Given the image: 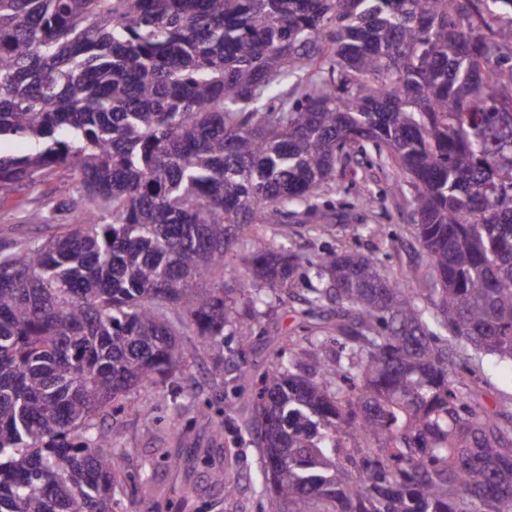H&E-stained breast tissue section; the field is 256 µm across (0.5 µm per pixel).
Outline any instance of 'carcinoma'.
I'll return each instance as SVG.
<instances>
[{"mask_svg":"<svg viewBox=\"0 0 512 512\" xmlns=\"http://www.w3.org/2000/svg\"><path fill=\"white\" fill-rule=\"evenodd\" d=\"M512 0H0V512H112L93 422L176 383L178 337L224 372V331L307 283L322 341L259 377L262 490L287 512H512V427L471 406L456 341L512 365ZM408 178L426 261L251 252L354 155ZM33 196L26 192L12 193L0 199V235L12 234L33 238L45 234L42 224H22Z\"/></svg>","mask_w":512,"mask_h":512,"instance_id":"1","label":"carcinoma"}]
</instances>
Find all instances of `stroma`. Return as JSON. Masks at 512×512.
<instances>
[{
	"mask_svg": "<svg viewBox=\"0 0 512 512\" xmlns=\"http://www.w3.org/2000/svg\"><path fill=\"white\" fill-rule=\"evenodd\" d=\"M409 196L404 178L358 155L338 175L335 189L316 200L322 233L310 234L308 221L292 218L284 226L262 225L256 243L281 246L310 260L327 251L359 253L377 258L384 269L405 271L425 260ZM30 201L24 192L0 198V235H43L42 225L22 221ZM306 295L304 283H297L287 304L262 318L247 344L225 336L223 375L214 374L211 350L203 339L190 333L181 338L188 360L179 386L130 391L124 410L97 414L96 424L111 428L116 437V473L125 485L115 495L112 512H271L257 481L261 453L245 418L257 387L241 381L238 369L272 371L287 359L290 346L318 335L315 323L300 315ZM459 351L455 375L469 385L471 404L511 422L512 366L468 346ZM229 404L238 405L240 415L224 417ZM215 470L237 483L234 495H225L223 486L212 483ZM141 479L153 488L146 500L135 488Z\"/></svg>",
	"mask_w": 512,
	"mask_h": 512,
	"instance_id": "35a3bbf8",
	"label": "stroma"
}]
</instances>
